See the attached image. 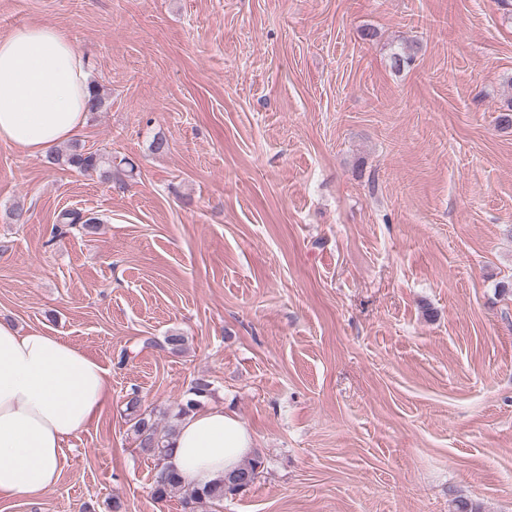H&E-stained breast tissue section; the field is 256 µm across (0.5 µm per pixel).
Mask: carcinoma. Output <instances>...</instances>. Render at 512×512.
<instances>
[{
	"instance_id": "carcinoma-1",
	"label": "carcinoma",
	"mask_w": 512,
	"mask_h": 512,
	"mask_svg": "<svg viewBox=\"0 0 512 512\" xmlns=\"http://www.w3.org/2000/svg\"><path fill=\"white\" fill-rule=\"evenodd\" d=\"M50 160L53 164L73 167L83 172H99L107 178L112 177V158L97 151H83L76 147L65 154L57 152L50 156ZM58 223L70 228L78 225L86 233H92L97 229L93 218L87 217L77 210L61 212L58 216ZM210 392L208 381L195 380L188 391L190 398L179 406L177 417L181 418L200 407ZM139 405L140 399L136 395L127 401V410L130 411L129 422H131V430L141 451L156 457L157 462L161 463L153 475L152 493L155 499L162 500L170 494L178 492L182 495L184 510L197 512V508L203 504L218 505L224 501L227 495L245 492L254 484L258 469L263 464L258 455L242 464L237 471L207 487L190 489L183 486L168 463L171 453L168 444L170 434L158 431L156 423L151 418L138 412Z\"/></svg>"
}]
</instances>
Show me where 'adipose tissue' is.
<instances>
[{
    "instance_id": "ef3b65f1",
    "label": "adipose tissue",
    "mask_w": 512,
    "mask_h": 512,
    "mask_svg": "<svg viewBox=\"0 0 512 512\" xmlns=\"http://www.w3.org/2000/svg\"><path fill=\"white\" fill-rule=\"evenodd\" d=\"M90 101L80 52L57 28L23 26L0 37V143L47 154L77 137ZM107 371L59 336L0 320V499L34 498L56 484L65 442L106 401ZM171 464L201 488L237 470L256 448L238 416L208 407L185 416Z\"/></svg>"
}]
</instances>
